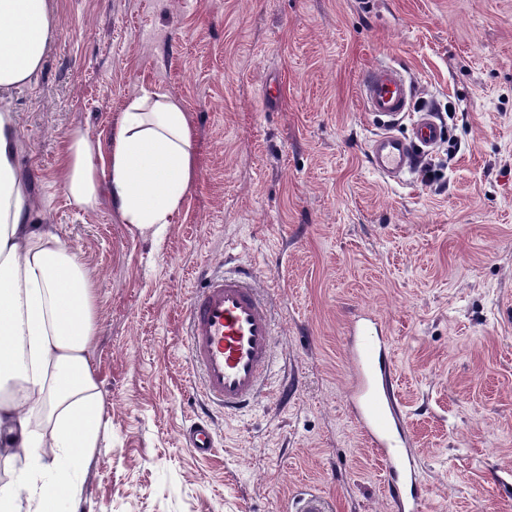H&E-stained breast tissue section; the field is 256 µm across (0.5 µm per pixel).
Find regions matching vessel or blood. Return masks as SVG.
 Segmentation results:
<instances>
[{"label": "vessel or blood", "mask_w": 512, "mask_h": 512, "mask_svg": "<svg viewBox=\"0 0 512 512\" xmlns=\"http://www.w3.org/2000/svg\"><path fill=\"white\" fill-rule=\"evenodd\" d=\"M359 95L378 130L367 146L372 169L396 181L413 170L419 154L434 148L444 130L434 113L414 109L415 88L401 69L377 64L359 81ZM409 121V136L394 133ZM187 347L205 401L227 411L250 407L265 390L273 360L275 323L265 291L246 267L209 276L187 307ZM346 350L353 382L348 406L384 466L397 512H422L424 495L407 423L396 390L392 341L377 318L365 314L352 322ZM185 444L201 458L214 454L215 431L200 417L183 433Z\"/></svg>", "instance_id": "vessel-or-blood-1"}]
</instances>
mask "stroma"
Here are the masks:
<instances>
[{
	"label": "stroma",
	"mask_w": 512,
	"mask_h": 512,
	"mask_svg": "<svg viewBox=\"0 0 512 512\" xmlns=\"http://www.w3.org/2000/svg\"><path fill=\"white\" fill-rule=\"evenodd\" d=\"M56 36L17 114L34 223L96 290L106 428L77 512H393L350 416L348 322L393 341L425 512H512V0H52ZM399 66L442 141L387 182L363 70ZM183 102L198 178L162 241L108 196L63 189L67 133L106 138L143 92ZM438 173L443 189L429 183ZM246 266L273 297L275 392L212 411L216 451L182 433L204 400L186 339L207 273Z\"/></svg>",
	"instance_id": "35a3bbf8"
}]
</instances>
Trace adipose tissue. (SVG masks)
Segmentation results:
<instances>
[{
	"instance_id": "1",
	"label": "adipose tissue",
	"mask_w": 512,
	"mask_h": 512,
	"mask_svg": "<svg viewBox=\"0 0 512 512\" xmlns=\"http://www.w3.org/2000/svg\"><path fill=\"white\" fill-rule=\"evenodd\" d=\"M55 34L50 0H0V92L29 84ZM194 127L167 93L131 100L107 144L65 141L64 191L94 209L108 192L131 231L161 239L196 176ZM95 290L54 232L31 222L17 123L0 108V453L21 459L0 512H60L104 427L91 358ZM51 464H44V457Z\"/></svg>"
}]
</instances>
